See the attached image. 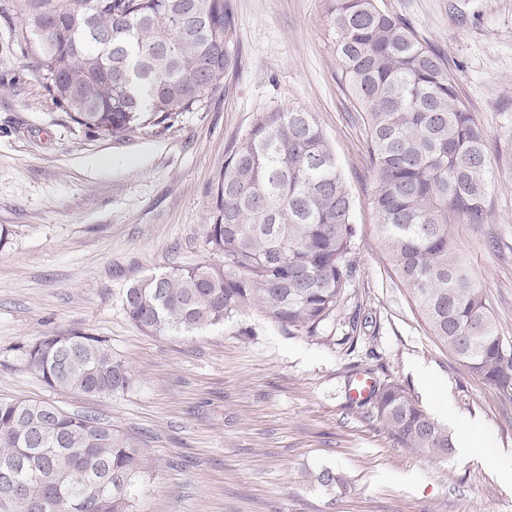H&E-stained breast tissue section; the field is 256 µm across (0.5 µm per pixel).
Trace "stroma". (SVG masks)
I'll use <instances>...</instances> for the list:
<instances>
[{"instance_id":"obj_1","label":"stroma","mask_w":512,"mask_h":512,"mask_svg":"<svg viewBox=\"0 0 512 512\" xmlns=\"http://www.w3.org/2000/svg\"><path fill=\"white\" fill-rule=\"evenodd\" d=\"M240 66L165 131L79 128L44 91L0 16V399L92 414L141 437L135 512H512V483L459 453L399 447L358 378L398 384L429 414L451 403L512 452V394L486 385L430 335L383 250L366 130L336 54L330 0H231ZM441 52L488 134L492 222L465 231L512 346V0H380ZM315 113L353 199L357 277L319 334L290 335L249 309L223 325L153 335L126 289L215 261L206 243L215 176L263 113ZM102 339L132 374L109 399L53 390L28 344ZM328 468L332 490L313 480Z\"/></svg>"}]
</instances>
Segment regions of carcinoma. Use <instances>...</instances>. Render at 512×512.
<instances>
[{
    "mask_svg": "<svg viewBox=\"0 0 512 512\" xmlns=\"http://www.w3.org/2000/svg\"><path fill=\"white\" fill-rule=\"evenodd\" d=\"M336 50L368 125L382 243L433 336L488 386L512 390L503 346L459 245L490 223L487 133L458 98L442 55L378 0H331ZM196 21L180 25L183 7ZM14 39L77 126L114 138L198 112L238 67L230 0H8ZM104 34L107 40L98 39ZM353 201L312 112L264 113L224 158L205 238L222 257L145 277L128 317L151 333L215 326L254 308L287 333L318 334L357 276ZM29 366L51 389L127 391V366L95 336L47 335ZM402 448L450 456L454 441L404 389L371 393ZM141 441L92 415L0 400V512H134Z\"/></svg>",
    "mask_w": 512,
    "mask_h": 512,
    "instance_id": "1",
    "label": "carcinoma"
}]
</instances>
